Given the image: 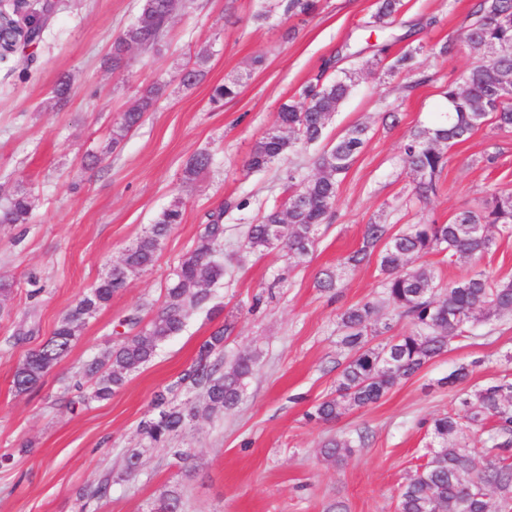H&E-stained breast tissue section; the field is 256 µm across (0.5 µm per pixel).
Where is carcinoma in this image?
<instances>
[{
  "mask_svg": "<svg viewBox=\"0 0 512 512\" xmlns=\"http://www.w3.org/2000/svg\"><path fill=\"white\" fill-rule=\"evenodd\" d=\"M402 7L403 0H377L370 24L386 29ZM177 8V0H143L139 15L113 41L112 67H121L133 48L154 49ZM316 9L317 0H286L284 5L287 14L310 15ZM462 39L474 50L492 43L512 48V0H478L474 20L462 32ZM207 62L208 55L198 53L193 66L183 73L182 83L192 86L201 81ZM507 71H512L511 52L473 67L462 81L465 90L457 84L448 86L446 111L406 140L402 154L415 176L417 200L426 202L436 194L448 148L466 141L488 122L500 130L512 129V90L502 85ZM351 90L350 74L325 81L318 77L305 85L299 94L300 103L280 107L274 127L254 146L247 168L261 170L298 145L321 142L332 114ZM160 91L157 85L151 87L123 113L112 127L108 147L117 146L142 123ZM237 94L236 82L217 85L211 102L218 104ZM367 133L366 126L357 124L325 146L315 161L317 174L302 190L269 209L258 223L249 225V249L263 252L279 248L299 259L307 256L319 225L336 202L339 178L361 151ZM211 163L207 153L194 155L186 164L184 180L194 181ZM34 206L32 195L16 188L8 202L0 206V224L28 223ZM223 218L222 209L209 214L195 247L175 268L163 305L144 326L135 314L121 320L123 339L83 366L74 383L76 390L83 388L84 381L92 380L89 398H110L131 372L151 361L161 343L182 331L190 313L206 306L211 298L209 285L224 277V266L215 259L224 242ZM181 221V202L176 199L127 250L121 264L62 315L52 336L17 364L12 378L17 394L30 391L68 355L87 322L112 301L114 294L126 288L129 274L154 265L162 240ZM491 227L512 234V192L495 194L481 209L463 210L447 224H410L397 232L386 224L365 226L361 245L344 258L343 265L356 269L378 255L383 302L391 306L395 318L409 320L413 330L372 346L369 337L382 334L375 325L379 303L367 301L342 312L341 344L349 358L336 380V395L307 412L308 420L329 423L349 407L361 408L379 401L399 382L445 352L452 340L466 336L471 325L512 314V277L477 271L438 289L427 265H411L412 259L432 253L444 255L450 264L480 260L495 245ZM231 329L232 323L226 320L213 330L199 346L194 362L155 395V414L139 425L149 444L166 443L196 417L193 406L177 402L184 391H203L212 411L237 405L259 354L251 352L224 362V343ZM473 366V362L458 365L442 383L450 387L464 383ZM479 431L485 438L477 450L470 446V435ZM430 434L436 449L426 463L407 476L400 488L398 512H492L494 501L497 512H512V379L503 377L461 394L455 409L433 419ZM353 443L344 437L330 438L322 444L320 453L328 459H342L352 453ZM478 454L479 462L475 461Z\"/></svg>",
  "mask_w": 512,
  "mask_h": 512,
  "instance_id": "carcinoma-1",
  "label": "carcinoma"
}]
</instances>
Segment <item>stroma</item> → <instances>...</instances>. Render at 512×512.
<instances>
[{
    "instance_id": "35a3bbf8",
    "label": "stroma",
    "mask_w": 512,
    "mask_h": 512,
    "mask_svg": "<svg viewBox=\"0 0 512 512\" xmlns=\"http://www.w3.org/2000/svg\"><path fill=\"white\" fill-rule=\"evenodd\" d=\"M404 3L381 34L366 26L375 0H320L315 13L288 17L274 0H187L157 49L131 51L115 69L108 63L112 42L142 0H54L40 40L0 60V202L19 184L37 199L30 223L0 224V276L13 285L10 312L0 316V456L14 458L0 467V512H154L166 490L179 493L181 512H329L339 501L347 512H396L401 484L430 456L432 419L448 413L459 392L512 375L506 360L512 318L503 317L471 326L467 337L452 341L377 403L347 410L327 425L306 418L335 391L347 359L340 313L382 297L376 263L341 264L359 246L364 226L445 224L492 194L512 191V132L485 125L448 149L436 196L425 205L414 199L402 144L444 111L448 85L486 57L459 40L476 0ZM449 41L454 50L441 53ZM380 42L393 56L417 48L411 68L364 69ZM203 49L210 53L204 79L183 85L182 68ZM353 67L354 90L326 137L359 123L368 135L340 180L313 251L300 262L280 250L251 252L248 226L301 189L315 173L319 151L298 147L250 171L245 162L255 143L273 127L282 104L298 101L302 86L321 72L334 77ZM64 76L72 88L58 108L53 91ZM232 79L238 95L212 106V87ZM155 85L162 92L152 112L109 148L113 125ZM389 112L397 113V125L386 121ZM199 152L210 153L213 163L185 182L184 168ZM489 153L494 162H485ZM176 199L182 222L164 240L154 267L130 276L32 391L15 393L18 362ZM218 210L224 245L216 258L225 275L211 287L210 310L191 313L183 330L111 398L61 403L82 365L116 342L119 320L135 313L147 321L162 306L172 270ZM425 261L443 287L478 270L512 276V235H498L492 252L476 263L451 265L440 254ZM329 271L338 277L332 291L319 286ZM227 319L234 330L225 358L260 355L239 403L212 413L201 392H188L198 418L167 446H151L139 424L152 416L155 392L192 363L201 342ZM30 324L33 336L11 343L18 328ZM463 363L474 370L461 388L443 385ZM360 432L364 445L342 463L320 455L327 439ZM177 448L188 460L174 456ZM132 449L141 453L133 476L124 471ZM106 477L108 497L79 499L81 488Z\"/></svg>"
}]
</instances>
